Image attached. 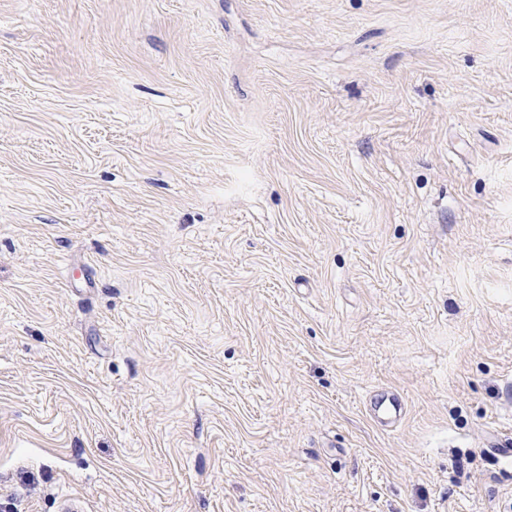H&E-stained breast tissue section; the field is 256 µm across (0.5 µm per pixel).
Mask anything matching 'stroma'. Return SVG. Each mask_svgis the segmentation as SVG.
<instances>
[{"mask_svg":"<svg viewBox=\"0 0 512 512\" xmlns=\"http://www.w3.org/2000/svg\"><path fill=\"white\" fill-rule=\"evenodd\" d=\"M501 439L512 0H0V512H512ZM370 418L377 424L389 425L402 412V402L393 393H382L369 399L367 406Z\"/></svg>","mask_w":512,"mask_h":512,"instance_id":"35a3bbf8","label":"stroma"}]
</instances>
